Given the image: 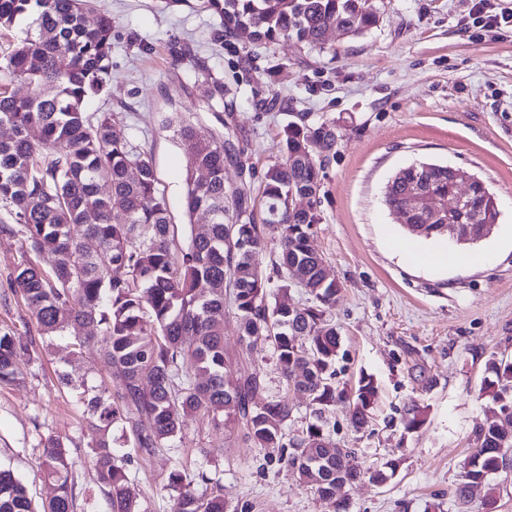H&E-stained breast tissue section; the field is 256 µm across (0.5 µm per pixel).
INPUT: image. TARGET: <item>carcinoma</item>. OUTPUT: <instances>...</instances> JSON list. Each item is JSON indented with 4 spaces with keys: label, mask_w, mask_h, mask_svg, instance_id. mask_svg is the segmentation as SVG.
Here are the masks:
<instances>
[{
    "label": "carcinoma",
    "mask_w": 512,
    "mask_h": 512,
    "mask_svg": "<svg viewBox=\"0 0 512 512\" xmlns=\"http://www.w3.org/2000/svg\"><path fill=\"white\" fill-rule=\"evenodd\" d=\"M165 4L210 11L226 32L249 41L294 37L314 47L336 25L362 35L380 17L369 0ZM0 32L13 33L9 50L0 54L6 76L0 79V126L12 130L0 140V208L18 224H1L0 232L20 235L27 251L51 258L48 270L32 263L17 268L11 292L47 335L63 336L76 325L98 327L99 335L77 337L71 346L76 353L96 349L112 368V385L78 398L96 473L95 484L84 488L85 506L94 508L102 497L110 512H148L128 489L130 457L115 448L112 429L130 426L132 448L151 455L172 446L191 414L276 452L277 462L323 499L338 480L352 485L367 474L382 485L391 478L397 461L368 473L325 428L326 410L347 402L351 427L367 429L378 386L364 374L351 387L336 381L340 334L326 313L341 285L325 280L324 258L311 246L318 197L306 209L288 203L291 193L321 186L323 163L298 156L328 157L336 146L335 121L282 127L277 161L265 174L267 218L257 224L255 201L224 180L226 162L234 158L230 140L189 119L167 118L186 159V211L209 217L179 247L151 155L131 142L119 112L104 110L93 120L86 112L90 99L109 95L112 15L99 0H0ZM16 82L25 92L13 88ZM416 184L440 199L456 192L448 165L420 161L386 184L385 205L402 208ZM464 208L491 213L473 221L474 239L480 225L499 215L475 187ZM270 226L279 230L273 248L266 239ZM293 266L311 298L303 307L288 294L295 287L288 273ZM226 310L236 318L246 353L260 344L271 347L287 390L308 401L312 422L299 438L284 442L288 397L257 403L265 391L263 372L226 357ZM298 336L305 340L296 342ZM29 345L14 331L0 330L1 384L15 382L17 351ZM486 370L492 379L483 392L494 408L475 431L477 450L464 466L458 498L487 485L503 453L512 451V360L492 356ZM140 418L150 427H139ZM40 467L54 494L39 508L14 472L0 467V512H76L68 449L60 439L44 441ZM200 482L201 492L194 488ZM168 486L177 492L172 512H226L224 484L202 472L189 479L174 469Z\"/></svg>",
    "instance_id": "1"
}]
</instances>
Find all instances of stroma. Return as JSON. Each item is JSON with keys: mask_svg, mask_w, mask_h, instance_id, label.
Wrapping results in <instances>:
<instances>
[{"mask_svg": "<svg viewBox=\"0 0 512 512\" xmlns=\"http://www.w3.org/2000/svg\"><path fill=\"white\" fill-rule=\"evenodd\" d=\"M112 14L110 99L88 102L95 114L121 109L135 144L152 156L177 242L206 214L187 217L186 161L164 121L172 112L202 129L215 120L204 104L224 84V120L239 152L227 163L228 185L260 199L277 157L278 133L291 119H331L339 133L326 160L312 239L342 289L329 311L341 334L340 381L374 377L378 396L363 433L348 407H329L327 427L364 466L398 462L383 486L361 480L348 488V512H483L486 488L460 502L455 487L477 427L491 415L482 392L491 356L512 359V29L474 25L471 0H383L377 27L358 37L328 34L324 48L294 39L248 44L225 35L218 17L161 0H102ZM213 76L187 78L181 50ZM417 160L445 162L481 176L497 198L498 224L479 246L495 249L483 265L437 267L412 261L393 245L403 231L383 201L386 182ZM30 255L19 237L0 232V328L31 339L15 359L17 382L0 384V466L23 480L35 501L53 495L40 462L54 436L69 450L78 484L95 470L81 428L82 408L69 374L97 393L110 368L93 350L73 353L72 336L43 334L23 302L9 293L14 271ZM425 421L406 427L412 406ZM221 478L238 512H333L330 501L264 449L236 431L190 417L173 447L132 456V495L150 512H171L172 469Z\"/></svg>", "mask_w": 512, "mask_h": 512, "instance_id": "obj_1", "label": "stroma"}]
</instances>
